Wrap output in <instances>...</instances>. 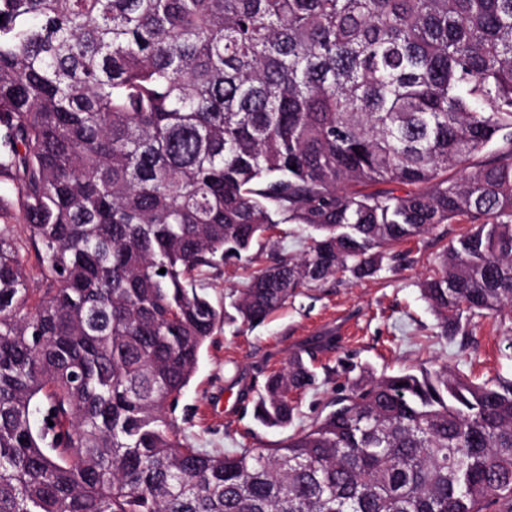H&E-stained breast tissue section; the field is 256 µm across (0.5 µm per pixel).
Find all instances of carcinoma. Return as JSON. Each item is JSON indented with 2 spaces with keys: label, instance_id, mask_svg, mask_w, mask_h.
<instances>
[{
  "label": "carcinoma",
  "instance_id": "1",
  "mask_svg": "<svg viewBox=\"0 0 512 512\" xmlns=\"http://www.w3.org/2000/svg\"><path fill=\"white\" fill-rule=\"evenodd\" d=\"M0 15V177L35 257L0 224V512H512V379H357L276 448H194L173 418L226 317L202 278L275 224L311 245L249 275L244 324L457 219L424 299L452 334L512 312V0ZM314 361L268 375L255 419L290 427Z\"/></svg>",
  "mask_w": 512,
  "mask_h": 512
}]
</instances>
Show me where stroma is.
Masks as SVG:
<instances>
[{
	"label": "stroma",
	"instance_id": "35a3bbf8",
	"mask_svg": "<svg viewBox=\"0 0 512 512\" xmlns=\"http://www.w3.org/2000/svg\"><path fill=\"white\" fill-rule=\"evenodd\" d=\"M467 230L461 220L438 225L400 244L402 261H384L374 278L339 277L303 289L253 327L225 322L176 403L183 434L200 448L277 447L285 431L256 422L253 400L265 378L302 348L315 349L318 372L317 387L297 397L303 425L325 415L332 397L363 375L443 364L480 380L512 375V317H477L457 335L446 336L421 293L444 247ZM269 237L252 248L249 269L226 266L211 273L207 283L214 296L231 302L250 271L310 245L306 231L295 224L278 225Z\"/></svg>",
	"mask_w": 512,
	"mask_h": 512
}]
</instances>
